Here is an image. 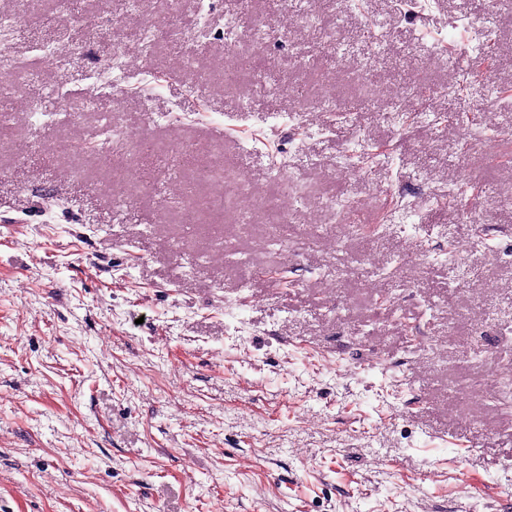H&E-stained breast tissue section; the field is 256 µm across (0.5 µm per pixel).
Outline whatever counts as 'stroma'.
Wrapping results in <instances>:
<instances>
[{"mask_svg":"<svg viewBox=\"0 0 512 512\" xmlns=\"http://www.w3.org/2000/svg\"><path fill=\"white\" fill-rule=\"evenodd\" d=\"M118 2L82 22L0 0L28 14L14 54L39 59L46 19L85 49L0 99V512H512V335L489 319L512 314V161L395 111L475 68L476 0H418L413 22L356 0L306 27L339 48L317 67L238 39L234 85L223 40L189 38L199 0L105 24ZM168 26L179 43L145 46ZM494 38L490 79L512 85V0ZM117 60L123 92L69 127L15 106ZM262 69L305 97L243 95ZM104 125L154 142L160 188L112 189L88 148ZM464 176L469 221L437 203ZM240 182L262 207H206Z\"/></svg>","mask_w":512,"mask_h":512,"instance_id":"35a3bbf8","label":"stroma"}]
</instances>
